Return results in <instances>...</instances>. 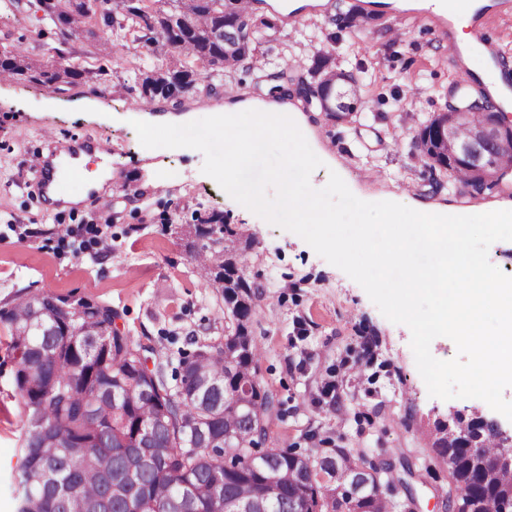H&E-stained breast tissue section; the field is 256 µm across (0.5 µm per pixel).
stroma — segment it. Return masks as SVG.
<instances>
[{
  "label": "stroma",
  "instance_id": "obj_1",
  "mask_svg": "<svg viewBox=\"0 0 512 512\" xmlns=\"http://www.w3.org/2000/svg\"><path fill=\"white\" fill-rule=\"evenodd\" d=\"M358 0H328L324 18L270 15L272 51L262 67L244 65L215 74L217 95L196 89L178 99H155L149 111L193 121L244 101L273 102L257 89L258 69H275L276 48L311 61L333 51L338 69L362 80L365 110L348 124H332L315 107L291 99L315 143L331 144V158L310 182L323 188L337 173L359 197L396 196L422 204L464 208L511 203L512 189L469 195L450 176L433 190L434 173L415 150L421 126L448 106L474 100L478 91L456 84L443 41L406 24L393 38L390 14L368 24H343ZM27 48L41 63L103 69L99 82L43 86L25 79L0 82V306L29 292L84 298L112 306L116 323L149 347V357L176 369L183 356L223 342L230 321L224 291L201 285L192 258L204 244L199 218L224 217L239 234V267L260 297L251 326L262 348L257 375L281 401L283 415L270 430L279 448H354L368 459L405 457L384 491L394 503L415 497L418 512H443L448 467L432 451L434 423L450 410L490 414L479 399L429 396L411 349V331L386 319L363 288L328 263L298 235L269 224L238 204L202 171L196 150L144 148L131 122L141 88L133 67L136 43L118 41L107 28L63 40L42 18L37 0H18L0 19V52ZM232 95H223V87ZM61 140L108 146L112 179L80 207L62 211L41 189L32 167L44 151L45 128ZM71 233L63 237L60 227ZM10 338L0 327V512H14L19 490L21 409L14 387Z\"/></svg>",
  "mask_w": 512,
  "mask_h": 512
}]
</instances>
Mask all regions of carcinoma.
I'll return each mask as SVG.
<instances>
[{
	"instance_id": "obj_1",
	"label": "carcinoma",
	"mask_w": 512,
	"mask_h": 512,
	"mask_svg": "<svg viewBox=\"0 0 512 512\" xmlns=\"http://www.w3.org/2000/svg\"><path fill=\"white\" fill-rule=\"evenodd\" d=\"M244 0H55L43 12L67 40L101 24L123 31L160 66L139 71L142 98L171 99L244 63L265 43V21H256ZM328 52H317L309 79H325L330 100L353 114L363 107L360 89L346 97L336 87L346 73L334 71ZM0 78L43 85L88 80L87 70L45 67L15 47L0 53ZM270 92L288 96V69L267 75ZM438 117L418 134L414 148L430 167L461 183L472 179L467 164L431 152ZM485 122L463 120L456 142L464 144ZM200 234L216 235L224 247L205 246L193 258L205 275L225 273L231 327L224 345H202L180 360L171 384L166 367L148 366L147 348L115 325L106 304L43 293L0 307L16 354L15 392L23 419V463L15 512H224V500L247 502L272 480L268 512H392L395 505L376 489L392 472L361 450L267 448L273 421L282 415L257 378L260 349L251 336L257 290L239 275L237 232L224 218L201 219ZM29 328V334L16 331ZM471 450L448 442L435 427L432 449L448 466L451 485L442 507L454 500L475 512H512V468L496 461L503 445L487 429ZM346 477L331 487L323 476Z\"/></svg>"
}]
</instances>
